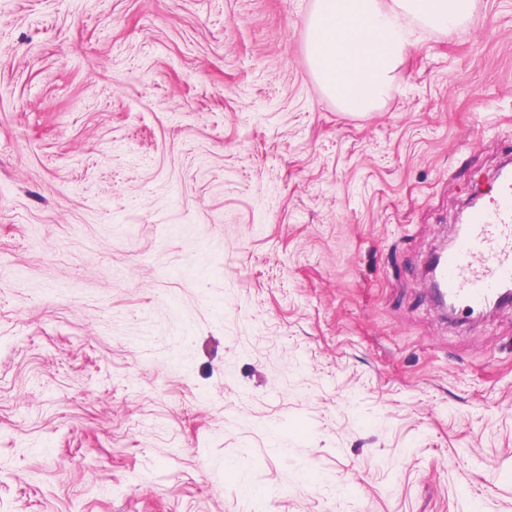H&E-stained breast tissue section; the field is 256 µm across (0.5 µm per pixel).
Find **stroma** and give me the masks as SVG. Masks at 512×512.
Wrapping results in <instances>:
<instances>
[{"mask_svg":"<svg viewBox=\"0 0 512 512\" xmlns=\"http://www.w3.org/2000/svg\"><path fill=\"white\" fill-rule=\"evenodd\" d=\"M312 5L0 0V512H512V305L423 280L512 161V0L365 114Z\"/></svg>","mask_w":512,"mask_h":512,"instance_id":"1","label":"stroma"}]
</instances>
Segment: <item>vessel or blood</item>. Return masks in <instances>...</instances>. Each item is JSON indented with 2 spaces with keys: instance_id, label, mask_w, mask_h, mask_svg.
<instances>
[{
  "instance_id": "1",
  "label": "vessel or blood",
  "mask_w": 512,
  "mask_h": 512,
  "mask_svg": "<svg viewBox=\"0 0 512 512\" xmlns=\"http://www.w3.org/2000/svg\"><path fill=\"white\" fill-rule=\"evenodd\" d=\"M442 288L466 311L481 309L512 283V177L473 212L465 230L441 260Z\"/></svg>"
}]
</instances>
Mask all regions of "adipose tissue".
I'll list each match as a JSON object with an SVG mask.
<instances>
[{
    "label": "adipose tissue",
    "instance_id": "1",
    "mask_svg": "<svg viewBox=\"0 0 512 512\" xmlns=\"http://www.w3.org/2000/svg\"><path fill=\"white\" fill-rule=\"evenodd\" d=\"M474 0H314L306 56L343 112L376 110L389 96L411 35L465 24Z\"/></svg>",
    "mask_w": 512,
    "mask_h": 512
}]
</instances>
